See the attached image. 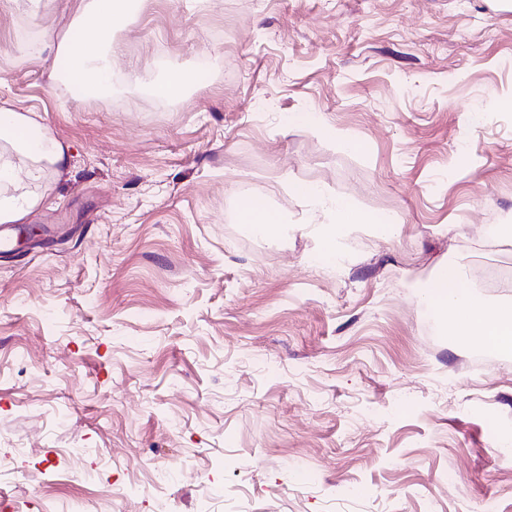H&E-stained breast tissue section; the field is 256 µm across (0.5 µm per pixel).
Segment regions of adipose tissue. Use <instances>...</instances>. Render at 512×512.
<instances>
[{
	"label": "adipose tissue",
	"mask_w": 512,
	"mask_h": 512,
	"mask_svg": "<svg viewBox=\"0 0 512 512\" xmlns=\"http://www.w3.org/2000/svg\"><path fill=\"white\" fill-rule=\"evenodd\" d=\"M78 15L94 31L95 37L86 42L75 39L65 55L63 72L73 88L96 89L109 84L112 75L108 68L92 67L102 47L111 45L115 22L127 19L132 0H78ZM31 111L18 106L0 108V188L20 184L22 178H38L43 167L67 168V150L47 131L37 128ZM303 195L332 215L330 223L319 225L318 234L328 260L338 254L337 239L349 226L375 223L380 235L395 236L399 227L391 219L369 218L360 213L350 200L329 201L311 186H302ZM240 221L248 231L270 244H278L286 221L283 215L264 206L245 204ZM458 268L442 266L440 276L425 297L426 304L448 323V333L479 346L512 352V299L487 302L475 298L462 288Z\"/></svg>",
	"instance_id": "ef3b65f1"
}]
</instances>
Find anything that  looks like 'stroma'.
Listing matches in <instances>:
<instances>
[{
  "instance_id": "stroma-1",
  "label": "stroma",
  "mask_w": 512,
  "mask_h": 512,
  "mask_svg": "<svg viewBox=\"0 0 512 512\" xmlns=\"http://www.w3.org/2000/svg\"><path fill=\"white\" fill-rule=\"evenodd\" d=\"M0 12V104L68 148L0 248V493L17 512H512V353L450 340L440 265L512 247V5L135 0L112 86ZM185 98H157L171 68ZM305 183L389 217L323 257ZM288 220L252 235L242 202ZM196 83L194 71L182 68L172 69L166 78L154 87V93L165 99L176 100Z\"/></svg>"
}]
</instances>
